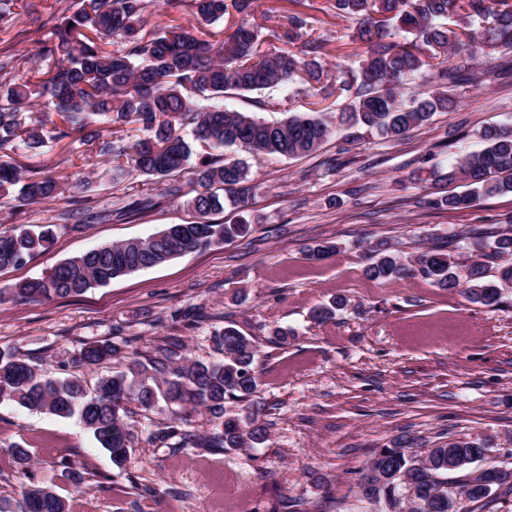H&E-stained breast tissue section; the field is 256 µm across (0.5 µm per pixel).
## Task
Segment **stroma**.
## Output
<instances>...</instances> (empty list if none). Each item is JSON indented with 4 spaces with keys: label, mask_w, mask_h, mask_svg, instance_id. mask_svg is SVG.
I'll list each match as a JSON object with an SVG mask.
<instances>
[{
    "label": "stroma",
    "mask_w": 512,
    "mask_h": 512,
    "mask_svg": "<svg viewBox=\"0 0 512 512\" xmlns=\"http://www.w3.org/2000/svg\"><path fill=\"white\" fill-rule=\"evenodd\" d=\"M35 2L37 11L0 29V55L34 63L53 13L77 0ZM306 2L307 32L324 39L326 60L351 49L355 21L333 17L326 0ZM486 69L480 88H458L456 112L436 114L404 140L361 128L356 140L334 136L309 155L250 162L248 210L228 206L219 216L226 223L246 216L245 238L77 298L0 304V351L24 356L52 376H80L90 388L113 366L77 363L85 344L108 341L125 354H147L177 336L188 357L206 361L217 357L211 332L234 326L260 344L257 398L268 432L264 444L244 451L174 448L153 441L152 432L171 423L203 436L216 421L190 405L182 421H173L161 402L129 418L131 448L119 469L77 418L0 402V496L51 487L75 501V512H278L285 499L300 503L302 512H374L358 494L360 474L371 451L401 432L426 444L467 436L512 448V288L491 310L462 289L442 290L419 275L381 282L363 272L377 241L407 257L424 243L512 220L511 192L441 210L426 205L427 191L413 178L422 157L448 165L481 149L485 126L512 124V74L493 62ZM315 101L296 85L224 96L226 109L268 122L309 111ZM16 159L31 168L63 159L83 179L56 201L24 205L15 195L0 196V232L56 227L50 249L0 271V288L41 277L92 248L194 219L184 198L164 196L167 179L121 173L104 158L89 160L84 149L51 142L36 152L18 150ZM147 195L159 203L142 214L88 225L59 220L66 210L115 211ZM324 242L335 251L310 258L308 247ZM337 296L348 307L315 321L312 309ZM187 312L201 313L202 321L181 324ZM277 328L289 330L286 343H269ZM16 444L29 450L28 464L9 456ZM64 460L83 473V483L62 478Z\"/></svg>",
    "instance_id": "35a3bbf8"
}]
</instances>
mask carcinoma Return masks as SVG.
Listing matches in <instances>:
<instances>
[{"mask_svg": "<svg viewBox=\"0 0 512 512\" xmlns=\"http://www.w3.org/2000/svg\"><path fill=\"white\" fill-rule=\"evenodd\" d=\"M155 0H79L72 13L62 12L42 42L46 67L29 71L19 58L0 57V193L17 192L29 204L53 201L73 188L59 174L63 161L45 170L29 171L11 153L24 147L40 149L48 141L69 140L89 146L117 168L146 180L165 178L193 169L190 190L167 189L170 196L187 195L197 220L175 224L174 235L162 230L146 239L101 246L64 260L43 276L0 289V302H43L78 297L95 286L163 265L190 252L230 244L248 235L244 216L231 223L211 216L229 203L243 210L250 194L249 167L225 156L234 147L254 158L294 157L316 151L334 132L333 126L364 127L391 141L428 124L440 112H454L458 99L453 89L465 84L479 87L483 72L475 61L512 53V0H331L338 18H350L358 27L352 41L362 51L356 60L329 64L322 60L324 41L308 38L305 13L292 9L268 15L267 27L251 22L254 0H181L194 22L172 23L147 30L148 9ZM226 17L235 18L233 30L202 38V27ZM267 36H262V30ZM283 46L262 49L265 38ZM120 39L125 51L108 45ZM437 77L433 87L404 95L410 79L425 74ZM300 82L321 95L342 102L337 123L326 109L294 112L276 122L219 105L229 90L252 92ZM202 101L212 105L203 107ZM139 125L142 136L125 144L108 138L117 126ZM193 126L194 139L210 151L195 155L183 129ZM485 147L442 168L426 169L424 182L435 187L463 181L465 194L448 193L427 200L434 209L471 207L484 197L512 192V125L487 127L481 134ZM143 196L122 208L127 214L156 206ZM55 238L50 225L26 226L0 233V269L17 267ZM465 248L504 261L496 279L488 278L486 264L472 263L465 293L471 302L495 307L503 289L512 285V228L475 232L462 238ZM454 259L443 245H434L405 262L391 246L380 241L370 247L366 274L389 281L419 274L442 289L460 281ZM344 301L334 300L313 310L318 321L333 318ZM218 361L190 360L177 336L165 339L156 356L143 362L122 355L109 342L85 345L77 362L98 365L115 361L116 370L101 377L89 392L76 376L50 378L25 358L0 352V401L62 418L77 417L101 447L121 467L129 453V405L147 410L159 400L178 408L204 407L219 420L211 434L199 436L175 426L157 430L164 443L180 436L181 448L243 450L267 441L259 422L262 408L258 389L259 343L228 325L210 336ZM228 402L247 403L242 417L227 412ZM491 447L490 440L450 438L426 448L416 439L398 435L373 451L361 473V497L380 505V512L397 506L400 512H492L496 498L483 493L470 479L471 459ZM0 512H72L68 499L50 487L27 488L20 498L0 496Z\"/></svg>", "mask_w": 512, "mask_h": 512, "instance_id": "obj_1", "label": "carcinoma"}]
</instances>
